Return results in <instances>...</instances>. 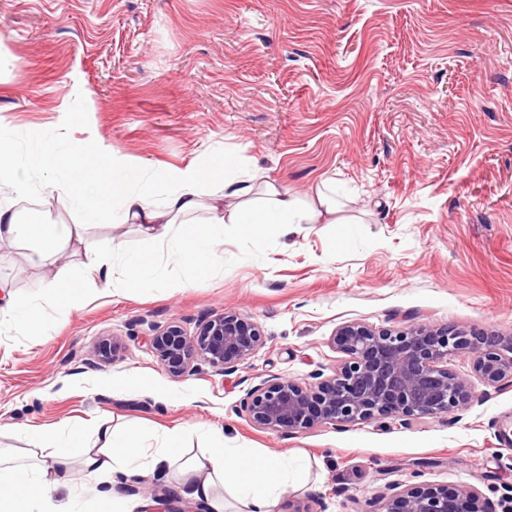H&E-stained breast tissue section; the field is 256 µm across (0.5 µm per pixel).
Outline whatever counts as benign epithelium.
Wrapping results in <instances>:
<instances>
[{"mask_svg":"<svg viewBox=\"0 0 512 512\" xmlns=\"http://www.w3.org/2000/svg\"><path fill=\"white\" fill-rule=\"evenodd\" d=\"M151 352L173 378L203 361L223 374L239 369L262 344L258 326L234 311L203 320L189 335L178 325L148 338ZM340 354L333 374L308 381L272 375L253 387L243 411L258 428L298 433L324 424L365 422L377 416L436 417L466 408L469 381L448 369V356L471 355L489 387L512 385V355L483 332L411 325L401 329L344 323L332 337ZM373 512H490L477 489L408 487L385 494Z\"/></svg>","mask_w":512,"mask_h":512,"instance_id":"7a95c632","label":"benign epithelium"}]
</instances>
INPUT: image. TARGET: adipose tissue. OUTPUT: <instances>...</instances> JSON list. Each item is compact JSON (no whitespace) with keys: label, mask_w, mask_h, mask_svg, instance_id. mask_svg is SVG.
<instances>
[{"label":"adipose tissue","mask_w":512,"mask_h":512,"mask_svg":"<svg viewBox=\"0 0 512 512\" xmlns=\"http://www.w3.org/2000/svg\"><path fill=\"white\" fill-rule=\"evenodd\" d=\"M30 160L55 172L54 189L70 197L84 219L75 224L24 221L10 199H1L0 244L27 246L35 264L67 250L82 254L84 260L59 270L37 299L9 298L0 313L23 336L49 333L57 319L77 310L95 274H103L111 292L166 276L165 266L152 255L126 252L118 244L102 250L87 235L88 225L100 220L136 225L146 241L177 258L194 282L210 276L217 265L216 248L223 242L225 225H240L256 237L273 225L288 232L296 224L336 221V202L324 191L302 205L269 182L231 186L225 174L234 160L223 154L213 155L205 167L172 171L156 193L132 189L119 177L124 160L102 157L91 144L65 153L43 146L31 153ZM230 198L235 206H227ZM113 253L119 254V261H110ZM48 307L55 312L50 319L44 316ZM204 435L207 451L190 457L179 430L158 437L148 428L119 430L91 420L65 435L55 430L35 433L31 446L46 451L37 463L21 462L14 449L0 448V512H82L89 481L107 472L116 481L156 473L171 477L177 490L204 500L211 512H224L227 490L244 501L249 512H275L289 482L302 476V465L287 455L226 447L223 434L210 429ZM76 450L82 456L78 474L67 467Z\"/></svg>","instance_id":"ef3b65f1"}]
</instances>
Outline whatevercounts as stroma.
Segmentation results:
<instances>
[{"label": "stroma", "instance_id": "stroma-1", "mask_svg": "<svg viewBox=\"0 0 512 512\" xmlns=\"http://www.w3.org/2000/svg\"><path fill=\"white\" fill-rule=\"evenodd\" d=\"M0 129L20 157L47 144L85 143L117 154L143 182L205 164L222 151L226 173L258 177L307 198L329 184L336 224H301L252 238L224 227L207 279L172 288L186 269L83 308L47 336L0 326V448L31 433L100 418L117 428L196 424L227 446L289 453L308 464L279 512H371L387 489L479 490L493 512H512V385L486 386L466 353L451 371L475 398L452 415L381 416L290 434L253 427L240 407L274 374H331V344L347 322L376 328L448 326L512 338V0H0ZM21 218L72 224L79 211L50 192L34 167ZM0 245V281L21 298L80 255L42 267ZM231 310L263 343L224 375L199 363L175 380L145 340L168 324L194 334ZM121 344L111 363L96 349ZM133 374L142 387L116 393ZM127 492L151 512L198 507L165 477Z\"/></svg>", "mask_w": 512, "mask_h": 512}]
</instances>
